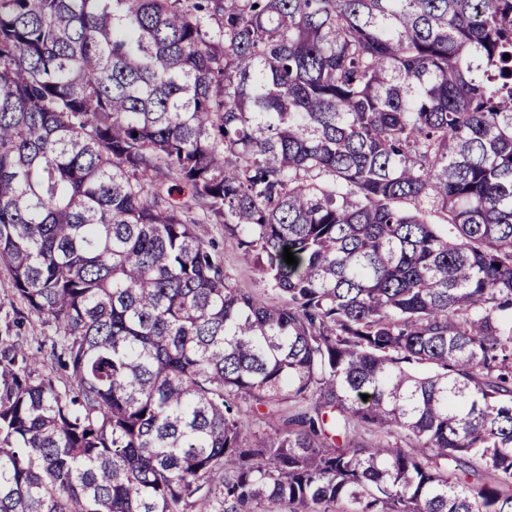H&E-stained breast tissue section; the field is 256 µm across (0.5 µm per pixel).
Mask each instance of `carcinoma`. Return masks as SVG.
Segmentation results:
<instances>
[{"mask_svg":"<svg viewBox=\"0 0 512 512\" xmlns=\"http://www.w3.org/2000/svg\"><path fill=\"white\" fill-rule=\"evenodd\" d=\"M511 76L512 0H0V512H512ZM195 230L207 244L215 245L224 263V273L233 287L259 294L270 304L281 303L280 296L261 278L254 260L224 241V225L195 224ZM7 327L10 336L19 334L18 339L25 347L35 349L46 344L44 350H50L51 327L30 314L16 298L11 274L4 265H0V336H7Z\"/></svg>","mask_w":512,"mask_h":512,"instance_id":"obj_1","label":"carcinoma"}]
</instances>
